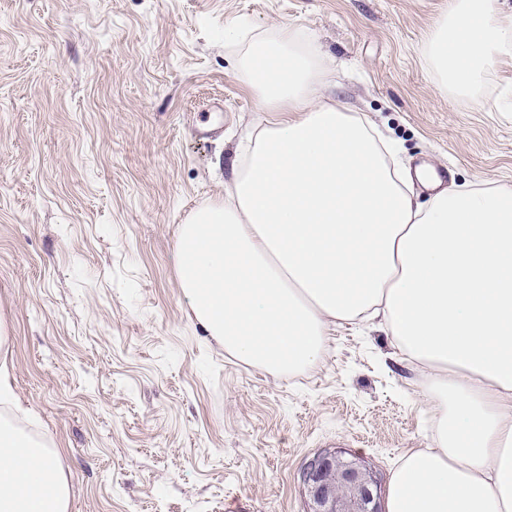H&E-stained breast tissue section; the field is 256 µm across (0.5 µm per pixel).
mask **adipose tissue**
<instances>
[{
    "mask_svg": "<svg viewBox=\"0 0 512 512\" xmlns=\"http://www.w3.org/2000/svg\"><path fill=\"white\" fill-rule=\"evenodd\" d=\"M235 66L263 120L223 196L176 233L178 285L226 353L271 375L323 357L332 332L383 330L421 377L430 447L406 455L387 512H512V185L439 189L328 92L320 51L294 28L234 32ZM419 52L436 84L473 95L512 23L495 0H452ZM44 445L0 423V512H68Z\"/></svg>",
    "mask_w": 512,
    "mask_h": 512,
    "instance_id": "ef3b65f1",
    "label": "adipose tissue"
}]
</instances>
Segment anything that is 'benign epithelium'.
Segmentation results:
<instances>
[{"instance_id": "7a95c632", "label": "benign epithelium", "mask_w": 512, "mask_h": 512, "mask_svg": "<svg viewBox=\"0 0 512 512\" xmlns=\"http://www.w3.org/2000/svg\"><path fill=\"white\" fill-rule=\"evenodd\" d=\"M302 483L311 512H382L374 477L360 462L346 461L334 451L310 459Z\"/></svg>"}]
</instances>
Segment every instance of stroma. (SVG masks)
<instances>
[{
    "label": "stroma",
    "mask_w": 512,
    "mask_h": 512,
    "mask_svg": "<svg viewBox=\"0 0 512 512\" xmlns=\"http://www.w3.org/2000/svg\"><path fill=\"white\" fill-rule=\"evenodd\" d=\"M451 0H0V348L62 466L69 512H309L301 473L359 458L386 497L432 419L384 333L346 326L314 367L225 355L178 286L175 233L223 195L261 119L225 26L285 23L408 166L512 183V55L481 92L439 90L419 53Z\"/></svg>",
    "instance_id": "stroma-1"
}]
</instances>
